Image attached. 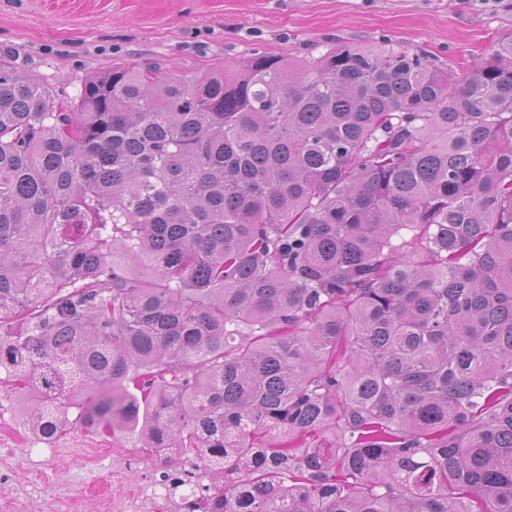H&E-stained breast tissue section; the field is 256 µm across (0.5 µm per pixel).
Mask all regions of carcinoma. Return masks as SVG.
<instances>
[{"mask_svg":"<svg viewBox=\"0 0 512 512\" xmlns=\"http://www.w3.org/2000/svg\"><path fill=\"white\" fill-rule=\"evenodd\" d=\"M0 367L202 512H512V35L117 65L0 55ZM134 390H129V387Z\"/></svg>","mask_w":512,"mask_h":512,"instance_id":"1","label":"carcinoma"}]
</instances>
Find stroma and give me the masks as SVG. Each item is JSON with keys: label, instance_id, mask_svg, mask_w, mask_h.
<instances>
[{"label": "stroma", "instance_id": "1", "mask_svg": "<svg viewBox=\"0 0 512 512\" xmlns=\"http://www.w3.org/2000/svg\"><path fill=\"white\" fill-rule=\"evenodd\" d=\"M512 34V0H0V52L60 98L112 64L161 62L184 71L235 67L254 54L321 53L339 42L391 39L451 70ZM28 396L0 371V512H33L20 487L40 484L67 512H112L113 497L142 478L112 475V456L132 451L127 431L84 429L82 397L49 442L29 429Z\"/></svg>", "mask_w": 512, "mask_h": 512}]
</instances>
